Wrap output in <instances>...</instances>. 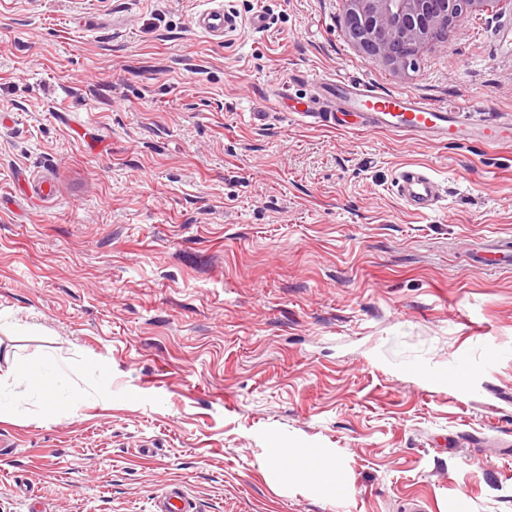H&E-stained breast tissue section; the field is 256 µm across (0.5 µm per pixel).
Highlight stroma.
<instances>
[{
	"label": "stroma",
	"mask_w": 512,
	"mask_h": 512,
	"mask_svg": "<svg viewBox=\"0 0 512 512\" xmlns=\"http://www.w3.org/2000/svg\"><path fill=\"white\" fill-rule=\"evenodd\" d=\"M0 0V512H512V147L298 122L339 77L512 120V0L404 70L347 38L342 0ZM445 199L418 215L398 169ZM55 184L31 194L32 182ZM58 362L46 413L16 362ZM464 364L466 396L428 392ZM316 448L343 501L273 477ZM207 9L199 12L194 20L195 29L213 39L223 40L227 34L235 32L242 26V19L221 0H211ZM394 188L403 205L420 214L435 211L443 198L439 181L427 169L420 167L401 168ZM484 266H493L495 268L512 269V240L502 239L498 242L496 248L489 249L484 252ZM490 256L491 258L487 259ZM305 448H299L295 453L288 452V448H280V451L274 454L269 453L268 465L272 469L281 468V464L285 457H288V471H297L312 479L314 482L324 486L332 493H336V500L345 499L350 491L348 480L341 469L336 464L319 470L311 468L315 458L307 456Z\"/></svg>",
	"instance_id": "35a3bbf8"
}]
</instances>
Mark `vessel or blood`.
Returning <instances> with one entry per match:
<instances>
[{"mask_svg":"<svg viewBox=\"0 0 512 512\" xmlns=\"http://www.w3.org/2000/svg\"><path fill=\"white\" fill-rule=\"evenodd\" d=\"M245 22L258 31L268 25L265 14L255 13L244 21L226 8L223 0H210L209 7L196 15L194 27L220 41ZM316 85L320 90L318 99L291 105V117L325 122L328 113L323 101L332 98L339 111L336 126L340 129L381 130L406 139L457 145L512 143V123L475 118L473 107L464 104L436 108L411 94L375 91L363 81L320 79ZM394 188L404 206L420 214L435 211L443 198L439 181L420 167L401 168Z\"/></svg>","mask_w":512,"mask_h":512,"instance_id":"obj_1","label":"vessel or blood"}]
</instances>
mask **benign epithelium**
Listing matches in <instances>:
<instances>
[{"mask_svg":"<svg viewBox=\"0 0 512 512\" xmlns=\"http://www.w3.org/2000/svg\"><path fill=\"white\" fill-rule=\"evenodd\" d=\"M490 0H343V24L367 58L396 69L411 64L420 47L460 26L472 8Z\"/></svg>","mask_w":512,"mask_h":512,"instance_id":"obj_1","label":"benign epithelium"}]
</instances>
